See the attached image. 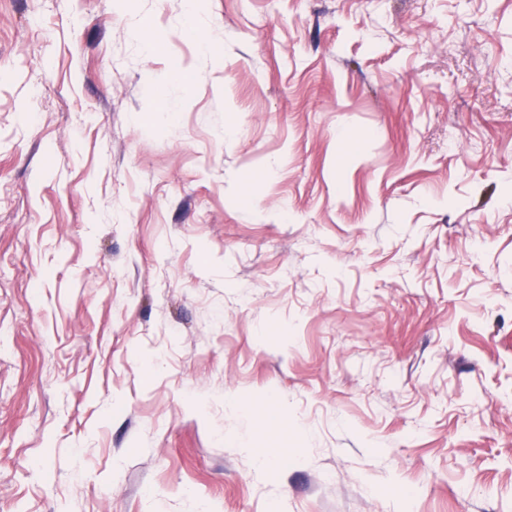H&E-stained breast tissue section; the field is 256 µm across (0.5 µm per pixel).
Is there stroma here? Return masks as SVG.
I'll return each mask as SVG.
<instances>
[{"instance_id":"35a3bbf8","label":"stroma","mask_w":512,"mask_h":512,"mask_svg":"<svg viewBox=\"0 0 512 512\" xmlns=\"http://www.w3.org/2000/svg\"><path fill=\"white\" fill-rule=\"evenodd\" d=\"M202 8L0 0V512H512V0Z\"/></svg>"}]
</instances>
